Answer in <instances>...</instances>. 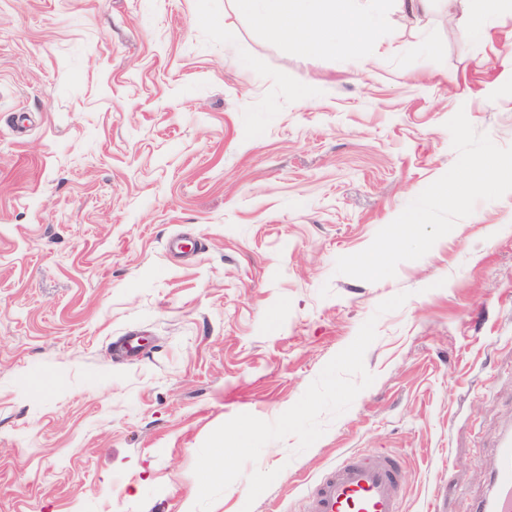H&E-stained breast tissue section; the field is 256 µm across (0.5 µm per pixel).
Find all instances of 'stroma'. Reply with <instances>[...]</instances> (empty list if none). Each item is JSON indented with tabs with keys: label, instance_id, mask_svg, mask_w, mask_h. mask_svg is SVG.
I'll return each instance as SVG.
<instances>
[{
	"label": "stroma",
	"instance_id": "obj_1",
	"mask_svg": "<svg viewBox=\"0 0 512 512\" xmlns=\"http://www.w3.org/2000/svg\"><path fill=\"white\" fill-rule=\"evenodd\" d=\"M460 110L512 146V11L472 40L432 0L306 58L231 0H0V512H191L209 434L372 317L373 383L211 512H305L380 452L404 512H472L512 428V192L395 277L334 272L452 167Z\"/></svg>",
	"mask_w": 512,
	"mask_h": 512
}]
</instances>
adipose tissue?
Masks as SVG:
<instances>
[{"label": "adipose tissue", "mask_w": 512, "mask_h": 512, "mask_svg": "<svg viewBox=\"0 0 512 512\" xmlns=\"http://www.w3.org/2000/svg\"><path fill=\"white\" fill-rule=\"evenodd\" d=\"M235 10L261 21L293 48L311 58L326 49L355 53L373 28L385 24L392 4L410 13L425 10L429 0H378L373 15L360 16L352 0H233Z\"/></svg>", "instance_id": "adipose-tissue-1"}]
</instances>
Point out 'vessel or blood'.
<instances>
[{"instance_id": "obj_1", "label": "vessel or blood", "mask_w": 512, "mask_h": 512, "mask_svg": "<svg viewBox=\"0 0 512 512\" xmlns=\"http://www.w3.org/2000/svg\"><path fill=\"white\" fill-rule=\"evenodd\" d=\"M306 512H403L395 455L338 460L310 492ZM475 512H512V431L496 446L490 492Z\"/></svg>"}]
</instances>
